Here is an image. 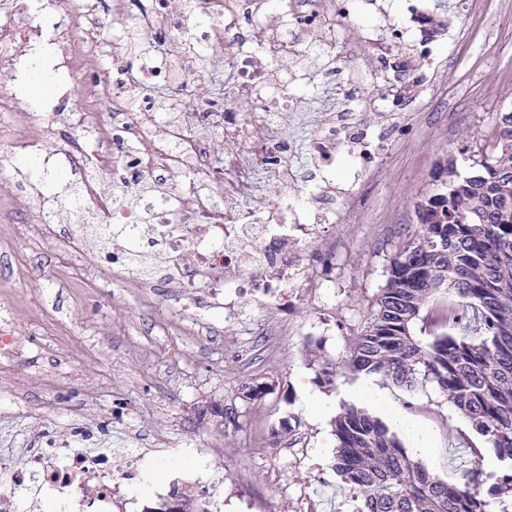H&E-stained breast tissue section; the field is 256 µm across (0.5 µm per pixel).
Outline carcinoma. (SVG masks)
<instances>
[{
  "mask_svg": "<svg viewBox=\"0 0 512 512\" xmlns=\"http://www.w3.org/2000/svg\"><path fill=\"white\" fill-rule=\"evenodd\" d=\"M480 166L445 179L415 203V239L393 259L376 308L350 344L347 365L413 389L430 383L468 419L502 463L482 489L474 467L449 484L407 452L397 434L368 411L345 404L333 421L338 448L333 469L359 502L356 512H494L512 489V121H498ZM87 223L79 186L68 181L46 196ZM426 314L432 339L412 324ZM177 506L165 512H202L192 490L173 484Z\"/></svg>",
  "mask_w": 512,
  "mask_h": 512,
  "instance_id": "carcinoma-1",
  "label": "carcinoma"
}]
</instances>
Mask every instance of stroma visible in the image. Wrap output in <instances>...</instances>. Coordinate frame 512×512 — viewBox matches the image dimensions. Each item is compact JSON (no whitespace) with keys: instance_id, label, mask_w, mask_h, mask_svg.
Wrapping results in <instances>:
<instances>
[{"instance_id":"stroma-1","label":"stroma","mask_w":512,"mask_h":512,"mask_svg":"<svg viewBox=\"0 0 512 512\" xmlns=\"http://www.w3.org/2000/svg\"><path fill=\"white\" fill-rule=\"evenodd\" d=\"M464 0H427L444 26L434 41L448 60L444 83L430 104L411 96L390 97L386 115L371 114L382 133L383 151L375 177L352 181L347 165H337L338 184L353 185L361 205L345 223L328 225L336 258L327 265L308 253L321 283L312 297L279 308L245 295L240 305L251 322L244 356L231 352L234 329L211 342L181 336L176 307L167 289L149 302L120 288L73 293L55 283L59 256L53 243L20 236L13 262L26 268L11 280L15 325L28 333V353L20 360L25 379L22 408L0 413V464L18 457L23 435L39 423L45 373L63 381L61 430L88 426L105 448H122L123 429L142 435H169L179 454L170 456L161 482L132 480L126 512H154L170 499L174 478L193 479L205 470L204 495L224 498V512H354L333 471L337 445L332 422L342 404L364 407L394 428L407 451L432 474L459 482L472 465L495 475L499 463L477 443L470 423L430 385L414 390L352 373L345 365L349 344L375 309L390 263L413 236L414 200L432 187L440 162L454 158L461 176L479 174L473 153L485 143L500 113L512 111V11L483 12L496 50L482 55L478 44L456 37L467 21ZM67 330L72 350H57L53 338ZM152 348L148 362L131 344ZM320 345L333 365L334 384H319L320 369L310 355ZM264 384L262 398L249 400L246 386ZM214 404L235 414L216 427L201 411ZM292 430L271 436L282 419Z\"/></svg>"}]
</instances>
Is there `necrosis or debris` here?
I'll return each instance as SVG.
<instances>
[{
	"label": "necrosis or debris",
	"mask_w": 512,
	"mask_h": 512,
	"mask_svg": "<svg viewBox=\"0 0 512 512\" xmlns=\"http://www.w3.org/2000/svg\"><path fill=\"white\" fill-rule=\"evenodd\" d=\"M361 0H0V127L9 148L42 156L45 165L81 176V199L109 247L92 248L86 226L48 215L27 183L1 187L11 218L0 223V243L13 240L19 224L30 238L54 243L65 261V282L95 283L98 272L141 295L163 286L183 301L179 316L186 336H219L241 321L238 299L250 293L282 305L291 291L310 287L303 253H335L324 227L342 223L357 208L353 191L324 180L303 202L294 159L306 150L312 167L330 171L349 163L355 178L375 176L380 142L370 113L379 102L353 96L352 88L379 86L381 72L367 56L377 42L402 45L431 19L419 0H407V22H390L384 38L374 30L351 31ZM149 36L138 53L123 47V34ZM57 49L53 68L65 89L81 90L82 111L52 109L13 113L17 92L37 65V41ZM190 51L171 52V43ZM353 65L350 88L332 85L331 106L307 146L290 129L300 100L288 90L298 78L288 61L311 52ZM224 74V93L200 95L205 66ZM111 177L112 191L100 190ZM276 184L278 200L263 203L264 185ZM34 223H27L28 215ZM13 303H0V402L14 405L25 380L15 361L25 344L11 325ZM34 446L18 465L0 469V512L57 501L58 512H112L121 487L148 455H165L167 439L151 448L99 449L91 430L34 431Z\"/></svg>",
	"instance_id": "necrosis-or-debris-1"
}]
</instances>
